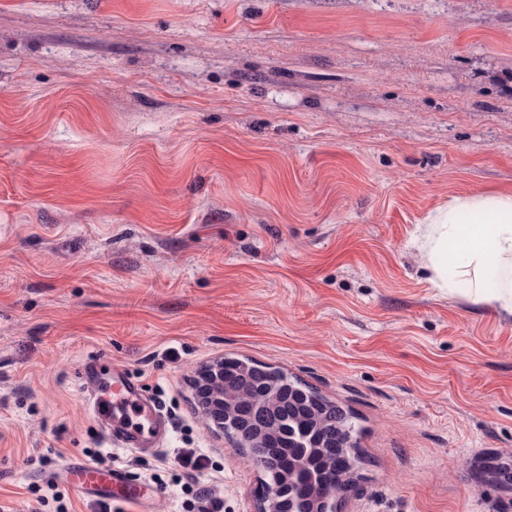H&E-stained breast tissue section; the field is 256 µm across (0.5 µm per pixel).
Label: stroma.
<instances>
[{
  "label": "stroma",
  "instance_id": "35a3bbf8",
  "mask_svg": "<svg viewBox=\"0 0 512 512\" xmlns=\"http://www.w3.org/2000/svg\"><path fill=\"white\" fill-rule=\"evenodd\" d=\"M512 189V0H0V512H94L111 453L142 502L258 512L203 421L200 367L248 357L350 409L339 512H512V317L433 288L412 239ZM125 369L169 424L107 448L77 378ZM208 465L188 482L174 460ZM65 478L68 486L79 495L98 493L111 498L134 500L124 492L131 484L127 479V473L112 466L69 463Z\"/></svg>",
  "mask_w": 512,
  "mask_h": 512
}]
</instances>
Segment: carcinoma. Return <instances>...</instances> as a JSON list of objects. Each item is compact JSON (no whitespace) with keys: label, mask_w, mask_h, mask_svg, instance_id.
Masks as SVG:
<instances>
[{"label":"carcinoma","mask_w":512,"mask_h":512,"mask_svg":"<svg viewBox=\"0 0 512 512\" xmlns=\"http://www.w3.org/2000/svg\"><path fill=\"white\" fill-rule=\"evenodd\" d=\"M361 430L342 405L287 373L252 361L224 358V434L245 447L270 449L262 494L288 491L289 512H337L359 469ZM498 485L512 488V464L489 467Z\"/></svg>","instance_id":"1"}]
</instances>
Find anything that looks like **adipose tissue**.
Here are the masks:
<instances>
[{"label":"adipose tissue","mask_w":512,"mask_h":512,"mask_svg":"<svg viewBox=\"0 0 512 512\" xmlns=\"http://www.w3.org/2000/svg\"><path fill=\"white\" fill-rule=\"evenodd\" d=\"M418 241L435 287L452 294L457 281H468L473 302L512 315V191L453 198L428 215ZM492 269L501 280L494 291L484 286Z\"/></svg>","instance_id":"adipose-tissue-1"}]
</instances>
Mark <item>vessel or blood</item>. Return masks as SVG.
Returning a JSON list of instances; mask_svg holds the SVG:
<instances>
[{
    "label": "vessel or blood",
    "mask_w": 512,
    "mask_h": 512,
    "mask_svg": "<svg viewBox=\"0 0 512 512\" xmlns=\"http://www.w3.org/2000/svg\"><path fill=\"white\" fill-rule=\"evenodd\" d=\"M90 408L107 442L118 448H156L168 427L158 402L147 400L138 382L113 367L109 382L90 388ZM66 482L78 494L124 497L130 482L125 471L107 465L71 463Z\"/></svg>",
    "instance_id": "vessel-or-blood-1"
}]
</instances>
